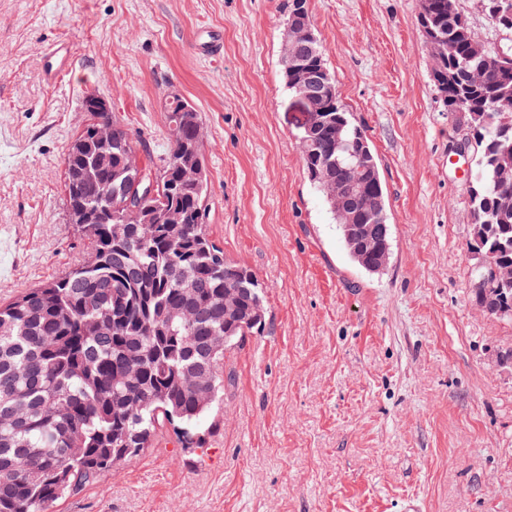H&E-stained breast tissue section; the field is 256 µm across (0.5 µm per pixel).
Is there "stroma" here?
Instances as JSON below:
<instances>
[{
    "instance_id": "35a3bbf8",
    "label": "stroma",
    "mask_w": 512,
    "mask_h": 512,
    "mask_svg": "<svg viewBox=\"0 0 512 512\" xmlns=\"http://www.w3.org/2000/svg\"><path fill=\"white\" fill-rule=\"evenodd\" d=\"M282 0H0V304L83 260L62 193L93 91L167 149L164 99L198 110L208 231L257 276L260 335L228 350L204 451L148 448L44 512H512V320L475 304L455 126L419 0H308L325 62L371 140L391 259L368 275L310 183L281 76ZM222 41L220 57L195 38ZM75 50L43 81L57 38Z\"/></svg>"
}]
</instances>
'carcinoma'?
Returning <instances> with one entry per match:
<instances>
[{
	"label": "carcinoma",
	"instance_id": "carcinoma-1",
	"mask_svg": "<svg viewBox=\"0 0 512 512\" xmlns=\"http://www.w3.org/2000/svg\"><path fill=\"white\" fill-rule=\"evenodd\" d=\"M492 26H512V0H480ZM296 65L282 71L315 111L300 127L301 160L324 199L348 192L340 225L364 224L371 240L389 227L385 194L349 192L359 167L381 181L369 139L336 90L312 30L308 0H285ZM417 23L432 46L431 75L445 110L465 125L475 154L467 181L482 311L512 319V69L471 29L458 0H419ZM101 98L85 93L83 128L65 154L70 223L86 259L0 305V512H40L147 448L172 427L201 448L224 397V353L265 325L257 276L224 259L206 224L207 174L199 112L167 99L169 150L139 161L142 140ZM112 136L100 140L96 129ZM238 291L237 313L224 294ZM229 341L212 349L215 336ZM206 370L205 387L183 377Z\"/></svg>",
	"mask_w": 512,
	"mask_h": 512
}]
</instances>
